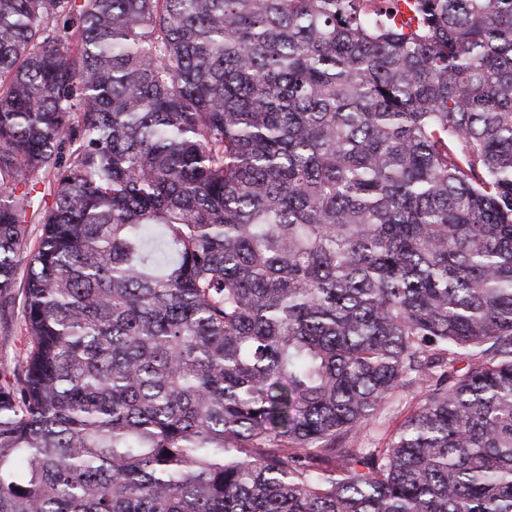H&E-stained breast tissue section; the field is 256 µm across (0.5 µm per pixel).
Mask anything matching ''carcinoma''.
I'll list each match as a JSON object with an SVG mask.
<instances>
[{
    "label": "carcinoma",
    "mask_w": 512,
    "mask_h": 512,
    "mask_svg": "<svg viewBox=\"0 0 512 512\" xmlns=\"http://www.w3.org/2000/svg\"><path fill=\"white\" fill-rule=\"evenodd\" d=\"M367 2L0 0V512H512V0ZM29 236L22 245L17 260V286L12 304L2 312L0 307V368L13 365L27 349V336L24 331L23 280L26 273L27 256L37 245L41 234L40 224H29ZM425 392V388L414 387L410 392L391 400L380 411L374 424H370L366 429L349 438L348 446L353 448L383 446L417 409Z\"/></svg>",
    "instance_id": "cac0c4a2"
}]
</instances>
